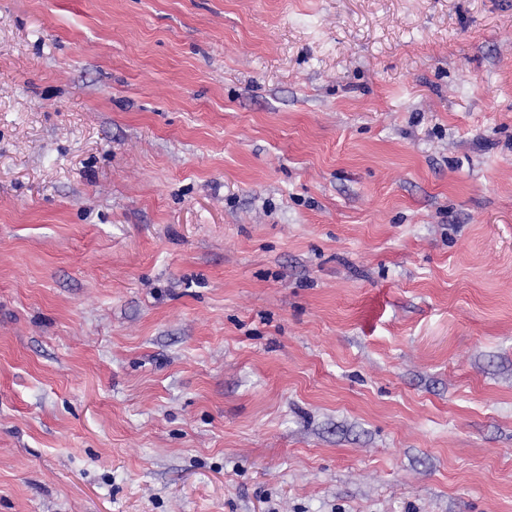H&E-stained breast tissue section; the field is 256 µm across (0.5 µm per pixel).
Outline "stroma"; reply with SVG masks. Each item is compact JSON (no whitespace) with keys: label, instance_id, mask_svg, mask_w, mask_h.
Masks as SVG:
<instances>
[{"label":"stroma","instance_id":"obj_1","mask_svg":"<svg viewBox=\"0 0 512 512\" xmlns=\"http://www.w3.org/2000/svg\"><path fill=\"white\" fill-rule=\"evenodd\" d=\"M0 512H512V0H0Z\"/></svg>","mask_w":512,"mask_h":512}]
</instances>
